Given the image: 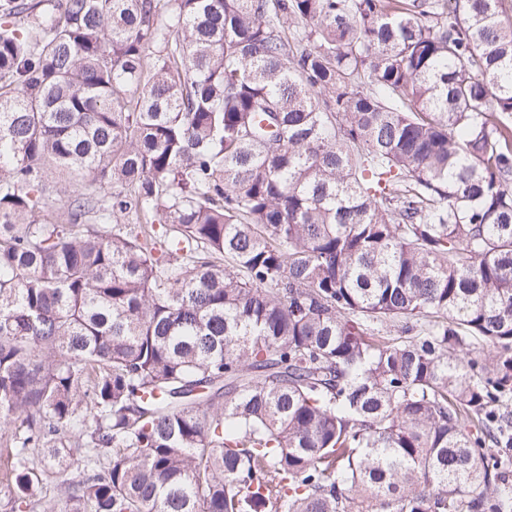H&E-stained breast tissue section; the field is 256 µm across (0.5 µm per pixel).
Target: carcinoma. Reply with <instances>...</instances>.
<instances>
[{
    "label": "carcinoma",
    "mask_w": 512,
    "mask_h": 512,
    "mask_svg": "<svg viewBox=\"0 0 512 512\" xmlns=\"http://www.w3.org/2000/svg\"><path fill=\"white\" fill-rule=\"evenodd\" d=\"M510 9L0 0V512H512Z\"/></svg>",
    "instance_id": "obj_1"
}]
</instances>
